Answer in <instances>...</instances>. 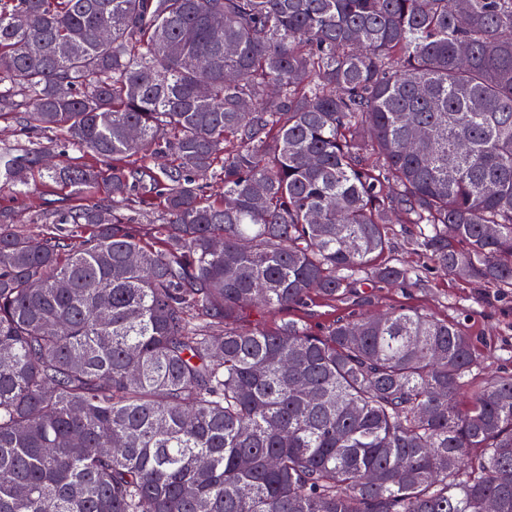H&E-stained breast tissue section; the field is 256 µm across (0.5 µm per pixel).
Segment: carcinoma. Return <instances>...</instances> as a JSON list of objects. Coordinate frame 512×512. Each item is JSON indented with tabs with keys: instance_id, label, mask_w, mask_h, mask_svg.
I'll return each instance as SVG.
<instances>
[{
	"instance_id": "carcinoma-1",
	"label": "carcinoma",
	"mask_w": 512,
	"mask_h": 512,
	"mask_svg": "<svg viewBox=\"0 0 512 512\" xmlns=\"http://www.w3.org/2000/svg\"><path fill=\"white\" fill-rule=\"evenodd\" d=\"M9 115L102 165L0 146L74 201L0 219V512H512L460 324L239 327L411 284L390 224L512 286V0H0Z\"/></svg>"
}]
</instances>
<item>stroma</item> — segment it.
<instances>
[{
	"mask_svg": "<svg viewBox=\"0 0 512 512\" xmlns=\"http://www.w3.org/2000/svg\"><path fill=\"white\" fill-rule=\"evenodd\" d=\"M12 145L18 152L47 147L63 159L90 162V155H78L56 132H32L15 119H0V144ZM27 192L0 188V212L12 223L31 233L42 229L43 213L50 201L68 198L61 185L39 175L29 179ZM420 231L415 224H395L389 232L391 262L406 266L412 272L414 287L407 289L378 288L370 300L357 296L336 302H316L293 311V318L319 330L340 315L348 313H382L400 307H416L439 318L462 323L472 334L475 344L486 359L479 371L487 376L503 370L512 371V288L494 283H465L448 276L423 255L415 241Z\"/></svg>",
	"mask_w": 512,
	"mask_h": 512,
	"instance_id": "stroma-1",
	"label": "stroma"
}]
</instances>
